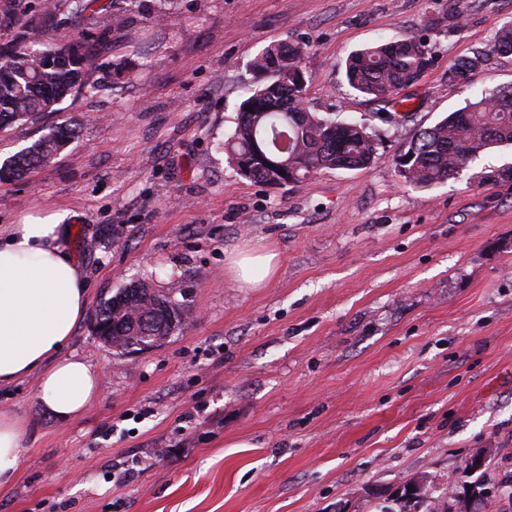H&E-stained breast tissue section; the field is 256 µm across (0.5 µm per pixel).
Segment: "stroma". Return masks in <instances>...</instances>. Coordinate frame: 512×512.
I'll return each mask as SVG.
<instances>
[{
	"label": "stroma",
	"mask_w": 512,
	"mask_h": 512,
	"mask_svg": "<svg viewBox=\"0 0 512 512\" xmlns=\"http://www.w3.org/2000/svg\"><path fill=\"white\" fill-rule=\"evenodd\" d=\"M72 0H0V44L51 11L100 37L97 92L0 128V163L56 126L78 133L48 164L0 183V227L65 214L63 247L82 266L88 307L66 354L99 373L71 421L37 377L0 386V411L30 431L0 512H371L373 492L427 478L461 491L479 455L512 512V146L468 160L429 188L394 163L420 129L482 91L512 86L491 53L512 0H177L101 37ZM412 34L432 65L386 104L347 85L343 63ZM304 48L307 107L363 124L377 143L361 170H322L271 187L229 165L223 144L265 47ZM484 53L469 85L448 80ZM279 255L264 288H242L225 258ZM182 303L186 325L119 354L92 333L99 304L131 281Z\"/></svg>",
	"instance_id": "1"
}]
</instances>
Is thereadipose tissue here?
Masks as SVG:
<instances>
[{"label":"adipose tissue","mask_w":512,"mask_h":512,"mask_svg":"<svg viewBox=\"0 0 512 512\" xmlns=\"http://www.w3.org/2000/svg\"><path fill=\"white\" fill-rule=\"evenodd\" d=\"M69 227L63 215L10 225L0 238V384L39 376V398L59 420L77 418L98 394L93 366L64 355L82 321L88 292L83 272L61 241ZM278 255L243 249L228 258L232 279L261 288L275 275ZM28 423L0 412V487L20 468Z\"/></svg>","instance_id":"adipose-tissue-1"}]
</instances>
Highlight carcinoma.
<instances>
[{
  "label": "carcinoma",
  "instance_id": "obj_1",
  "mask_svg": "<svg viewBox=\"0 0 512 512\" xmlns=\"http://www.w3.org/2000/svg\"><path fill=\"white\" fill-rule=\"evenodd\" d=\"M76 0L75 12L91 11L112 19V32L131 31L126 13L163 15L170 0ZM46 38L32 41L19 35L0 46V127L31 120L68 97L97 90L93 79L95 44L86 37L58 34L53 12L38 19ZM490 51L512 54V24L499 30ZM303 48L293 43L271 44L256 55L250 69L255 85L241 102L233 135L224 144L228 162L257 183L283 186L321 170L367 168L376 142L366 127L339 122L330 113L301 106L306 76ZM476 54L448 66V79L467 85L482 68ZM431 65L424 42L401 35L351 53L344 63L351 89L378 102L389 103L399 91L416 83ZM252 107L248 112L246 107ZM75 127L58 126L0 165V182L18 178L51 159L73 138ZM503 144H512V86L500 87L480 100L450 113L405 144L395 157L398 172L409 185L427 187L459 172L464 162ZM285 175H280L279 171ZM186 319L182 304L142 282H132L104 300L96 312V336L112 337V349L130 353L144 349L146 328L169 336ZM379 512H448V493L424 480L414 497L400 496Z\"/></svg>",
  "mask_w": 512,
  "mask_h": 512
}]
</instances>
